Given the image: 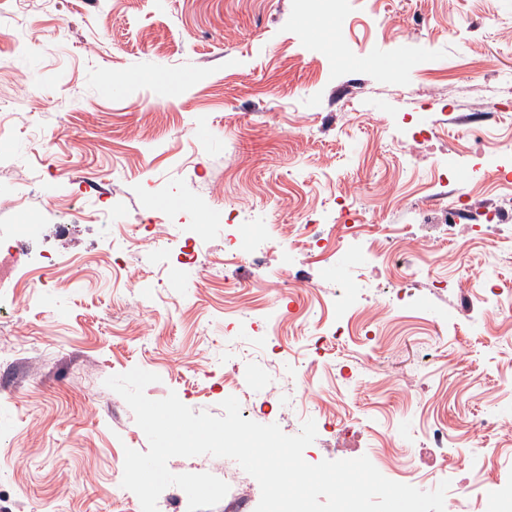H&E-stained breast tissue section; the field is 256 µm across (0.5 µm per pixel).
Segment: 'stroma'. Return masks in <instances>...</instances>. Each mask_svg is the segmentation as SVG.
Returning a JSON list of instances; mask_svg holds the SVG:
<instances>
[{"label":"stroma","instance_id":"obj_1","mask_svg":"<svg viewBox=\"0 0 512 512\" xmlns=\"http://www.w3.org/2000/svg\"><path fill=\"white\" fill-rule=\"evenodd\" d=\"M323 13L309 0H0L13 18L0 28V197L26 202L0 209V234L27 262L0 285V512H141L121 480L126 449L148 441L104 384L136 367L159 375L153 400L173 392L219 416L233 396L243 418L288 435L314 420L308 463L398 456L409 467L386 478L423 491L465 481L460 512H495L512 431L467 425L512 413V313L491 314L468 268L485 266L512 304V241L485 221L497 208L512 225V154L499 151L512 139V0H342L337 24ZM397 56L413 72L380 66ZM410 116L434 151L381 132V119ZM201 126L213 141L195 137ZM451 158L481 177L446 241L438 226L461 189L439 178ZM174 198L170 238L152 242L146 205ZM337 198L368 231L363 250L328 261L285 227ZM203 213L205 244L166 282ZM406 227L438 250L414 260L415 311L385 308L397 278L375 273ZM126 238L124 268L143 270L145 287L112 268ZM238 238L253 252L225 262ZM274 272L305 287L315 321L268 288ZM434 423L469 469L443 473L424 438ZM168 468L227 482L212 512H255L260 486L235 461Z\"/></svg>","mask_w":512,"mask_h":512}]
</instances>
